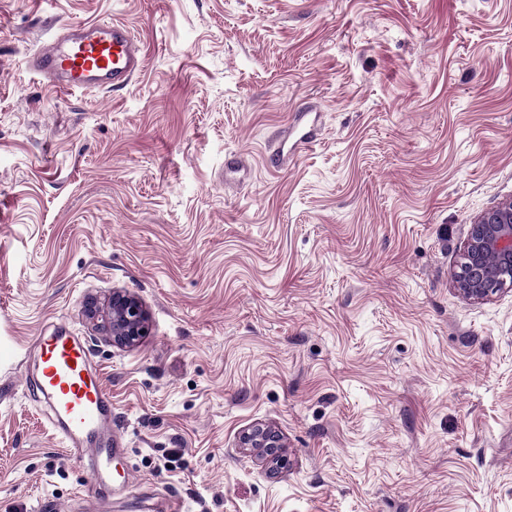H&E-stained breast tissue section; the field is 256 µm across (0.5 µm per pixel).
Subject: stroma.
Returning a JSON list of instances; mask_svg holds the SVG:
<instances>
[{"label": "stroma", "mask_w": 512, "mask_h": 512, "mask_svg": "<svg viewBox=\"0 0 512 512\" xmlns=\"http://www.w3.org/2000/svg\"><path fill=\"white\" fill-rule=\"evenodd\" d=\"M101 20L142 71L56 92L34 46ZM509 199L512 0H0V512H89L31 386L62 321L112 394V512H512V291L452 286ZM116 288L133 348L85 317ZM86 318L103 328L112 346L131 348L140 343L149 332V312L134 294L115 289L105 307L96 301L87 305ZM239 445L240 448H249L277 467L287 464V459L280 454V448H284L282 437L269 426L257 424L244 429L239 436Z\"/></svg>", "instance_id": "obj_1"}]
</instances>
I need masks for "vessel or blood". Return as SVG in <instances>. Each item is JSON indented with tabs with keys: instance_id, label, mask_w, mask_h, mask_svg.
I'll list each match as a JSON object with an SVG mask.
<instances>
[{
	"instance_id": "1",
	"label": "vessel or blood",
	"mask_w": 512,
	"mask_h": 512,
	"mask_svg": "<svg viewBox=\"0 0 512 512\" xmlns=\"http://www.w3.org/2000/svg\"><path fill=\"white\" fill-rule=\"evenodd\" d=\"M31 64L59 92L109 91L128 83L141 70L143 58L124 25L63 22L54 37L37 45ZM35 356L41 367L38 389L53 411L65 451L91 459L96 479L111 478L117 454L112 446V395L101 371L89 361L82 337L57 324L39 336Z\"/></svg>"
}]
</instances>
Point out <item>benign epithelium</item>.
Instances as JSON below:
<instances>
[{
	"instance_id": "benign-epithelium-1",
	"label": "benign epithelium",
	"mask_w": 512,
	"mask_h": 512,
	"mask_svg": "<svg viewBox=\"0 0 512 512\" xmlns=\"http://www.w3.org/2000/svg\"><path fill=\"white\" fill-rule=\"evenodd\" d=\"M453 286L463 299L481 303L512 291V200L503 201L476 214L468 225L453 272ZM86 318L103 328L112 345L131 348L149 332V312L134 294L115 289L103 307L91 301ZM239 445L266 462L283 467V440L269 426L253 425L243 430Z\"/></svg>"
}]
</instances>
